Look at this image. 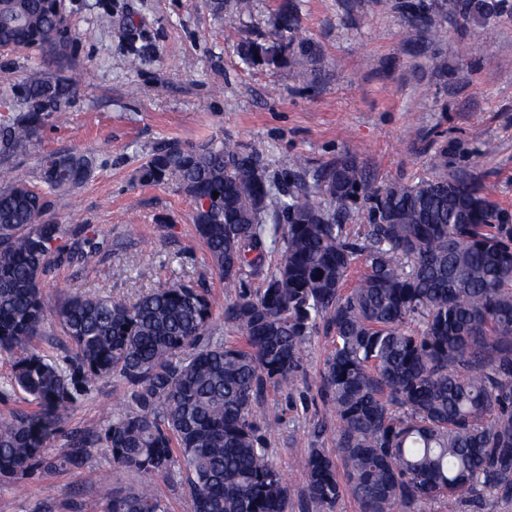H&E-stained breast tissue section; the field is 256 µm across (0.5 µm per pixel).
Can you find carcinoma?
<instances>
[{
	"label": "carcinoma",
	"instance_id": "1",
	"mask_svg": "<svg viewBox=\"0 0 512 512\" xmlns=\"http://www.w3.org/2000/svg\"><path fill=\"white\" fill-rule=\"evenodd\" d=\"M212 15L239 18L253 0H208ZM404 42L446 33L447 0H409ZM274 39L243 43L247 64L292 63L308 84L323 56L297 36L295 6L274 22ZM127 66L146 63L129 29L113 31ZM55 0H8L0 51L32 50L72 75L32 70L12 91L21 110L0 123V353L9 387L32 410L0 419V481L17 489L35 472L83 464L107 449L138 478L106 499L103 512H167L161 485L185 475L190 512H288L289 489L270 460L257 408L267 388L292 387L304 344L323 328L334 344L321 372L336 418L335 451L310 448L299 462L306 503L332 510L349 494L361 512L491 492L512 501V225L484 187L448 157L443 141L430 171L412 183L376 184L348 151L313 167L302 156L272 170L271 155L232 137L154 150L137 174L176 187L224 287V322L243 344L211 331L214 301L190 282L163 285L131 302L71 297L53 316L71 354L40 349L48 323L41 282L63 254L61 224L44 219L48 195L82 184L91 161L46 157L39 192L15 174L40 128L58 122L79 90ZM219 196H214V193ZM362 201L363 224L349 228ZM91 224H81L69 258L98 260ZM361 262L358 285L343 291ZM259 277L262 287L247 282ZM105 378L124 385L121 408L98 430H76L49 452L64 418Z\"/></svg>",
	"mask_w": 512,
	"mask_h": 512
}]
</instances>
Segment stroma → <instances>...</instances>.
Segmentation results:
<instances>
[{
    "label": "stroma",
    "mask_w": 512,
    "mask_h": 512,
    "mask_svg": "<svg viewBox=\"0 0 512 512\" xmlns=\"http://www.w3.org/2000/svg\"><path fill=\"white\" fill-rule=\"evenodd\" d=\"M71 0L69 22L78 40L80 91L65 122L38 133L18 164L33 177L55 151L91 157L87 181L52 195L48 219L93 225L96 264L64 262L42 284L48 306L77 295L129 301L178 280L224 302L214 269L191 221L193 205L172 187H145L137 171L169 142L196 144L230 135L273 158L306 156L322 165L356 153L377 183L413 182L427 170L437 143L455 142L457 165L487 187L512 215V0H500L488 20L466 17L448 0L447 37L403 42L405 14L397 0H296L300 36L320 49L326 72L312 88L295 67L245 66L238 46L265 42L282 0H254L251 17L211 16L206 0ZM144 34L149 62L134 71L111 37L115 26ZM444 70H437L435 60ZM326 332L311 336L292 389L268 388L260 414L271 427L272 459L290 487L288 512H302L306 482L295 466L311 446L333 451L335 421L325 418L320 374L332 348ZM124 387L104 379L67 418V432L96 428ZM325 433H318V425ZM105 448L76 468L37 473L25 494L0 484V512H102L107 493L133 486Z\"/></svg>",
    "instance_id": "stroma-1"
}]
</instances>
